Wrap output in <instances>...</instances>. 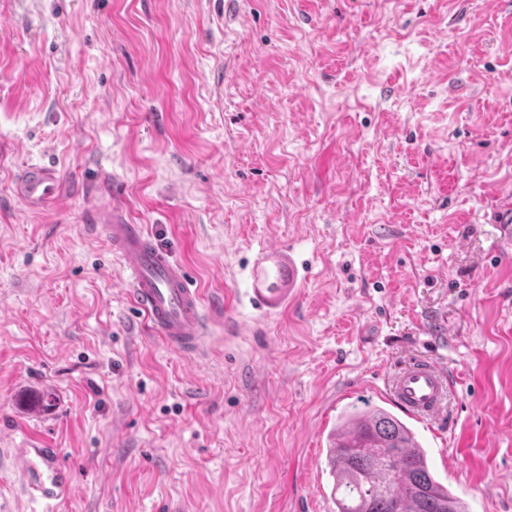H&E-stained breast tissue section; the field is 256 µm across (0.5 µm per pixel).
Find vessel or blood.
Segmentation results:
<instances>
[{
  "instance_id": "vessel-or-blood-1",
  "label": "vessel or blood",
  "mask_w": 512,
  "mask_h": 512,
  "mask_svg": "<svg viewBox=\"0 0 512 512\" xmlns=\"http://www.w3.org/2000/svg\"><path fill=\"white\" fill-rule=\"evenodd\" d=\"M60 187L55 167L33 165L15 180L14 193L27 211L40 213L60 203ZM92 217L107 238L126 277L131 300L146 323L165 344L201 358L209 319L202 291L186 268L143 225L131 223L128 210L116 199L96 205ZM385 394L405 414L439 421L448 412L449 376L437 363L414 360L388 377ZM14 464L24 494L44 503V512H55L60 503L76 492L72 472L56 449H17Z\"/></svg>"
}]
</instances>
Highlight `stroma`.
I'll list each match as a JSON object with an SVG mask.
<instances>
[{
    "label": "stroma",
    "instance_id": "stroma-1",
    "mask_svg": "<svg viewBox=\"0 0 512 512\" xmlns=\"http://www.w3.org/2000/svg\"><path fill=\"white\" fill-rule=\"evenodd\" d=\"M115 189L202 289L204 358L94 234ZM511 202L512 0H0V512H40L32 446L73 469L56 512H336L331 436L410 357L452 381L449 425L405 420L433 475L512 512ZM60 187V176L55 167L33 165L15 180L14 193L27 211L41 213L46 207L62 201Z\"/></svg>",
    "mask_w": 512,
    "mask_h": 512
}]
</instances>
